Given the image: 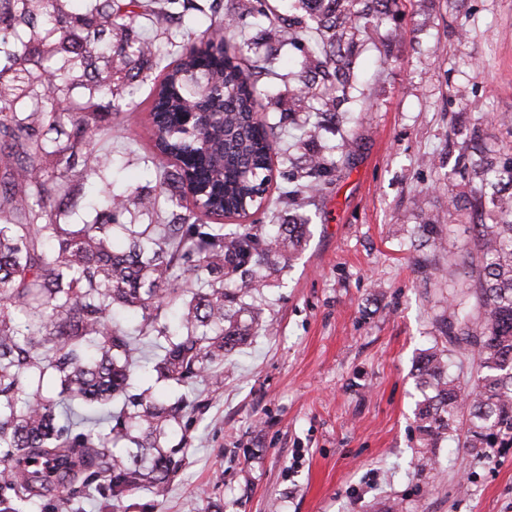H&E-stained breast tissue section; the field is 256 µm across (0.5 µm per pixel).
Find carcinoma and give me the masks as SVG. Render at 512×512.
Returning a JSON list of instances; mask_svg holds the SVG:
<instances>
[{
    "label": "carcinoma",
    "instance_id": "cac0c4a2",
    "mask_svg": "<svg viewBox=\"0 0 512 512\" xmlns=\"http://www.w3.org/2000/svg\"><path fill=\"white\" fill-rule=\"evenodd\" d=\"M18 2L19 14L0 17L1 41L16 23L35 27L34 5L41 0ZM185 2L102 0L93 34L74 41L89 66L108 57L131 65L105 85L117 102L142 72L166 70L150 109L158 153L143 159L160 191L108 193L100 222L71 227L44 204L49 192L63 201L74 181L94 180L106 168L107 157L82 154L74 142L65 149L81 156L80 168H47L52 152L43 136L63 134L67 121L83 136L96 129L93 117L38 105L15 112L17 84L0 75V135H27L20 150L0 154V512H21L20 503L50 490L84 498L103 483L118 504L140 488L165 496L181 461L164 443L187 402L129 393L137 349L115 310H141L136 331L161 350L147 364L157 378L218 383L214 365L263 328L264 289L310 234L297 211L333 180L335 155L348 158L355 151V141L343 133L332 145L317 144L322 132L342 124L338 105L354 88L358 34L389 12L391 0H288L285 12L269 0H233L222 24L205 27L199 46L164 66L141 20L155 16L182 25L186 10L204 12ZM262 18L268 21L265 41L245 40L253 58L243 68L229 54L226 37L244 35ZM304 38L311 47L296 72V101L305 117L281 156L278 195L268 202L263 184L288 129L257 115L258 84L278 75L279 48ZM182 110L202 113L198 132H171ZM473 154L479 179L474 199L489 197L494 219L473 225L472 284L446 328L454 352L478 360V375L462 381L449 373L445 350H422L415 362L421 392L415 424L423 447L434 448L460 430L464 409L462 447L481 456L486 448L512 447V159L501 163L477 144ZM189 181L210 211L183 205ZM265 205L279 220L270 228L226 229L200 219H248ZM117 227L125 233L121 248L114 244ZM171 303L180 306L175 326L161 319ZM48 378L79 406L105 405L115 395L124 403L99 427L70 437L75 422L61 417L58 404L44 395ZM122 440L131 449L116 455L112 448Z\"/></svg>",
    "mask_w": 512,
    "mask_h": 512
}]
</instances>
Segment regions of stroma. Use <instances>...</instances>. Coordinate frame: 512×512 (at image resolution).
Listing matches in <instances>:
<instances>
[{
    "mask_svg": "<svg viewBox=\"0 0 512 512\" xmlns=\"http://www.w3.org/2000/svg\"><path fill=\"white\" fill-rule=\"evenodd\" d=\"M94 0H45L52 26L27 55L26 28L0 44V74L42 68L61 76L53 106H75L115 126L118 138L85 136L83 151L110 154L114 191L155 190L143 159L154 151L151 94L159 72L141 74L116 102L92 89L74 53ZM392 17L360 35L357 89L345 130L354 156L309 207L311 235L265 289V327L218 364L220 384L187 388L150 376L133 392L187 396L184 425L167 445L185 444L165 498L130 496L126 512H512V448L476 457L450 438L423 453L414 423L413 361L441 331L470 281L471 209L449 211L469 193L461 155L477 136L512 158V0H398ZM146 23L166 60L208 24ZM283 48L280 78L261 82L257 110L279 117L298 88ZM442 215V248L415 247L417 227ZM24 512H113L105 496L50 495Z\"/></svg>",
    "mask_w": 512,
    "mask_h": 512,
    "instance_id": "1",
    "label": "stroma"
}]
</instances>
